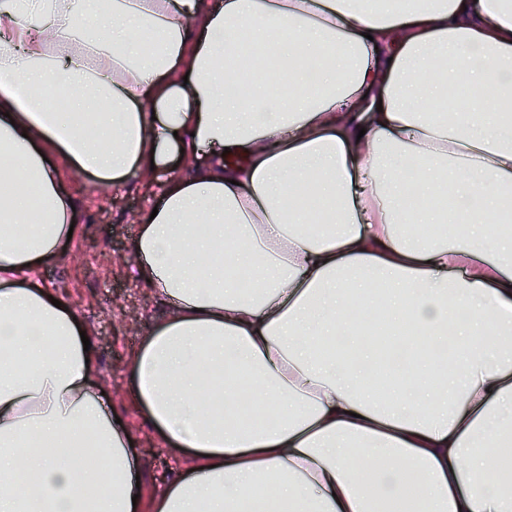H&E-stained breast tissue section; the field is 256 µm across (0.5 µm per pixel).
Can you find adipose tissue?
<instances>
[{
    "instance_id": "1",
    "label": "adipose tissue",
    "mask_w": 512,
    "mask_h": 512,
    "mask_svg": "<svg viewBox=\"0 0 512 512\" xmlns=\"http://www.w3.org/2000/svg\"><path fill=\"white\" fill-rule=\"evenodd\" d=\"M293 28L282 53L324 57L323 94L298 68L282 93L236 78L223 35L237 26ZM155 43L153 53L141 40ZM485 62L476 68L473 51ZM512 73V0H418L373 9L358 0H0V170L31 195L0 197V215L31 234H0V512H82L86 483L108 484L102 512H140L128 434L104 409L80 322L34 278L76 221V201L47 157L117 186L179 153L195 172L170 181L133 249L140 277L173 315L130 368L134 396L192 464L153 512H369L355 474L401 497L420 473L431 512H512V469L490 467L512 438V239L481 214L512 206V82L489 112L436 113L459 75ZM68 95L49 111L41 92ZM419 191L453 181L472 229L439 242L407 230L403 170ZM306 186L330 200L321 223L291 206ZM224 264L210 266L216 251ZM461 274H453L455 261ZM244 267L253 287L231 275ZM385 294L395 325L415 323L432 348L459 337L445 374L413 366L409 382L374 389L354 308ZM459 308L469 327L450 322ZM352 335L357 355L318 344ZM56 351L45 356L44 343ZM233 360L275 425L247 430L225 413L231 387L208 374ZM93 442L110 463L74 456ZM263 499L250 497L266 477Z\"/></svg>"
}]
</instances>
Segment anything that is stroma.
Masks as SVG:
<instances>
[{"instance_id":"35a3bbf8","label":"stroma","mask_w":512,"mask_h":512,"mask_svg":"<svg viewBox=\"0 0 512 512\" xmlns=\"http://www.w3.org/2000/svg\"><path fill=\"white\" fill-rule=\"evenodd\" d=\"M193 172V162L179 156L152 178L134 177L115 189L86 174L65 173L79 203L77 233L60 242L57 256L42 263L36 276L41 285L60 292L92 335L95 380L106 406L127 428L146 507L188 461L154 429L129 385V367L142 342L169 316L168 306L135 277L133 241L140 217L166 184Z\"/></svg>"}]
</instances>
